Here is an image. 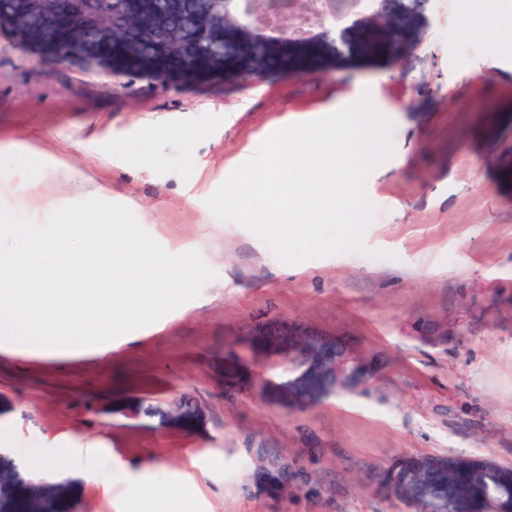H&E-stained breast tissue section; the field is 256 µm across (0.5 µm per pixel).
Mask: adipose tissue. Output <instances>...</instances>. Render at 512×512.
Returning <instances> with one entry per match:
<instances>
[{
  "instance_id": "obj_1",
  "label": "adipose tissue",
  "mask_w": 512,
  "mask_h": 512,
  "mask_svg": "<svg viewBox=\"0 0 512 512\" xmlns=\"http://www.w3.org/2000/svg\"><path fill=\"white\" fill-rule=\"evenodd\" d=\"M92 454V477L103 496H110L113 485L121 482L128 487L148 489L143 512H190L188 501L169 485L164 467L156 466L139 473L114 458L111 452L96 448Z\"/></svg>"
}]
</instances>
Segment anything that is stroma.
Masks as SVG:
<instances>
[{
  "label": "stroma",
  "instance_id": "stroma-1",
  "mask_svg": "<svg viewBox=\"0 0 512 512\" xmlns=\"http://www.w3.org/2000/svg\"><path fill=\"white\" fill-rule=\"evenodd\" d=\"M465 0H428L419 38L385 50L362 26L330 66L180 84L38 59L0 32V147L34 140L71 166L57 196L127 206L166 250L215 277L159 321L78 360L0 353V452L84 436L130 469L161 463L193 512H409L376 471L404 455L512 464V30L464 28ZM370 96L393 154L367 180L362 251L282 264L206 200L273 131ZM128 146L114 165L86 145ZM339 335L377 371L365 396L299 411L265 335ZM302 490L264 488L271 459ZM83 462L74 512H127Z\"/></svg>",
  "mask_w": 512,
  "mask_h": 512
}]
</instances>
